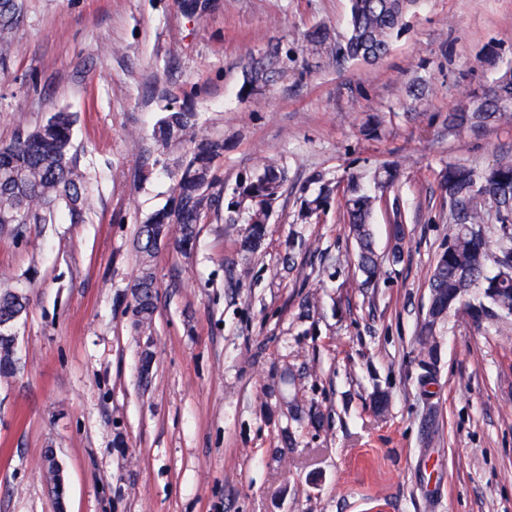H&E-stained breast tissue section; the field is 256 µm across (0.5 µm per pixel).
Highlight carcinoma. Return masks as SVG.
<instances>
[{
	"mask_svg": "<svg viewBox=\"0 0 512 512\" xmlns=\"http://www.w3.org/2000/svg\"><path fill=\"white\" fill-rule=\"evenodd\" d=\"M420 0H351L349 32L343 42L331 44L322 31L308 35L316 50L325 49L340 65L364 60L374 63L387 54L391 38L405 15ZM24 0H0V64L10 58L9 35L24 17ZM283 47L271 43L265 55L242 65L246 83L255 87L266 81L278 66ZM512 121V67L501 71L487 92L466 112L448 114L450 131ZM76 116L60 110L33 130H19L0 143V232L25 236L31 224H51L58 209L67 211L72 224L83 222L93 188L87 168L73 142ZM157 141L166 146L178 142L188 147L186 156L173 162L172 204L139 225L133 248L140 262L133 297L134 326L146 331L153 325L158 295L152 262L158 253L156 240L174 241L183 253L193 245L198 225L211 215L225 214L224 223L248 224L241 240L246 254L256 253L266 236L267 221L282 197L288 173L274 158L260 160L259 168L240 182L224 201V180L217 174L215 159L224 153V141L201 132L197 114L171 109L158 120ZM396 167L383 164L375 171L378 186H390ZM439 189L448 205V249L436 258L429 277L430 304L424 319L421 354L434 359L428 344L436 327L465 296H473L470 315L477 325L488 319L512 316V156L503 155L476 168L450 162L439 173ZM330 194L323 187L301 210L306 219L322 209ZM376 196L365 192L355 175L343 190L344 217L357 246V267L368 285L377 276L379 262L373 247L371 217ZM499 224L496 249L486 237L490 216ZM495 272L488 273V266ZM28 299L0 275V378H11L20 369L16 352V324L26 312Z\"/></svg>",
	"mask_w": 512,
	"mask_h": 512,
	"instance_id": "1",
	"label": "carcinoma"
}]
</instances>
